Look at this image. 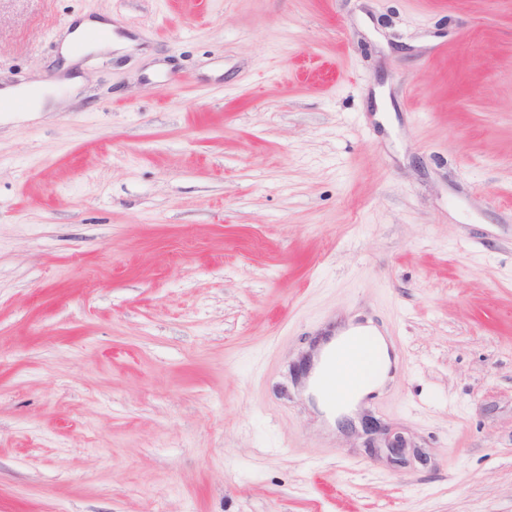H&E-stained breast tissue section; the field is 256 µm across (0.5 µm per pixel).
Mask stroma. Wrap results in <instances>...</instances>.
<instances>
[{"mask_svg": "<svg viewBox=\"0 0 512 512\" xmlns=\"http://www.w3.org/2000/svg\"><path fill=\"white\" fill-rule=\"evenodd\" d=\"M125 48L84 54L79 16ZM0 512H512V0H0ZM372 325L382 430L302 391ZM402 438L426 463L373 456ZM112 25L104 18H90L85 19L77 24L72 31L68 41L63 46V57L65 59V66L75 62L72 55V44L80 41L84 34L88 31H104L110 34Z\"/></svg>", "mask_w": 512, "mask_h": 512, "instance_id": "1", "label": "stroma"}]
</instances>
